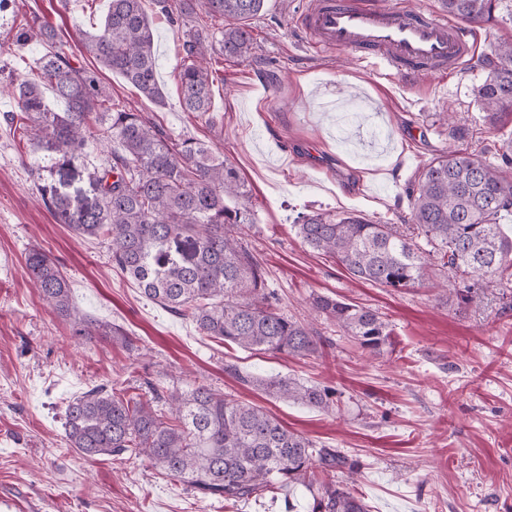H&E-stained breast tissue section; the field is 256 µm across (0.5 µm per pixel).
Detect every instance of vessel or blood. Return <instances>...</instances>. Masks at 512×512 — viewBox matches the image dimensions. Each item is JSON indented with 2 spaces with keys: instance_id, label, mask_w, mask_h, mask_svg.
Here are the masks:
<instances>
[{
  "instance_id": "vessel-or-blood-1",
  "label": "vessel or blood",
  "mask_w": 512,
  "mask_h": 512,
  "mask_svg": "<svg viewBox=\"0 0 512 512\" xmlns=\"http://www.w3.org/2000/svg\"><path fill=\"white\" fill-rule=\"evenodd\" d=\"M302 27L320 53L358 52L404 84L428 73L458 72L473 47L470 32L447 18L384 10L369 0H318Z\"/></svg>"
}]
</instances>
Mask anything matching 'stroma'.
<instances>
[{"label":"stroma","instance_id":"stroma-1","mask_svg":"<svg viewBox=\"0 0 512 512\" xmlns=\"http://www.w3.org/2000/svg\"><path fill=\"white\" fill-rule=\"evenodd\" d=\"M310 3L265 0L252 57L220 66L209 124L181 106L184 30L155 0L145 9L158 40L161 106L86 53L83 34L103 24L108 0H16L0 10L1 71L35 66L43 47L12 36L39 17L59 30L74 62L97 71L115 103L148 113L173 137L208 142L237 166L255 214L242 240L265 267L278 308L319 337L306 357L245 350L148 300L113 267L105 241L77 237L38 202L52 160L15 132L17 103L0 94V512H225L147 461L87 459L68 447L70 398L94 385L137 394L157 379L256 404L341 451L360 465L369 512H512V299L496 291L458 312L432 274L399 291L364 283L294 228L312 211L408 223V187L426 161L491 148L473 94L484 78L476 59L495 38L512 39V27H473L465 69L404 88L354 55L313 52L299 26ZM31 246L60 265L76 315L120 326L134 350L109 336L73 335L43 305L25 266ZM319 295L376 311L392 331L389 352L368 354L315 317ZM279 376L335 390L338 409L275 399L253 384Z\"/></svg>","mask_w":512,"mask_h":512}]
</instances>
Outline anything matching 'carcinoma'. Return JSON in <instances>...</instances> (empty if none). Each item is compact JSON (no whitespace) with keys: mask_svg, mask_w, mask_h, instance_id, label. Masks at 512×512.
Listing matches in <instances>:
<instances>
[{"mask_svg":"<svg viewBox=\"0 0 512 512\" xmlns=\"http://www.w3.org/2000/svg\"><path fill=\"white\" fill-rule=\"evenodd\" d=\"M144 0H109L103 26L87 35L86 50L146 98L164 101L157 81L154 35ZM265 0H173L162 11L185 28L181 106L211 108L212 60L253 55L251 21ZM448 16L479 26L512 24V0H439ZM202 8L215 21L196 24ZM48 47L32 74L10 76L3 92L20 107L21 128L34 148L55 160L39 185L44 207L85 238L110 242L112 263L148 299L195 321L199 331L243 349L305 357L318 341L281 312L266 291V271L239 235L254 223L248 191L223 154L192 139H174L141 112L118 107L94 70L75 66L58 30L47 22L16 30L13 43ZM479 66L473 89L493 130L512 123V41L497 42ZM64 104L53 111L46 93ZM112 145L108 165L80 164L90 141ZM497 165L453 150L419 170L410 191V220L377 224L357 214L298 217L302 242L341 263L356 280L402 289L431 268L458 281L448 301L457 308L483 303L493 288L512 289V136L502 138ZM30 282L61 319L73 317L69 282L42 249L26 255ZM315 311L336 322L358 345L382 355L388 324L374 311L328 296ZM73 335L122 336L116 325L81 320ZM257 386L271 396L329 412L336 392L293 378ZM151 398L94 387L68 402L67 445L78 454L134 456L192 487L202 499L234 507L268 493L305 487L310 512H369L355 489L359 468L333 448L288 430L261 407L229 402L204 385L189 390L147 383Z\"/></svg>","mask_w":512,"mask_h":512,"instance_id":"cac0c4a2","label":"carcinoma"}]
</instances>
